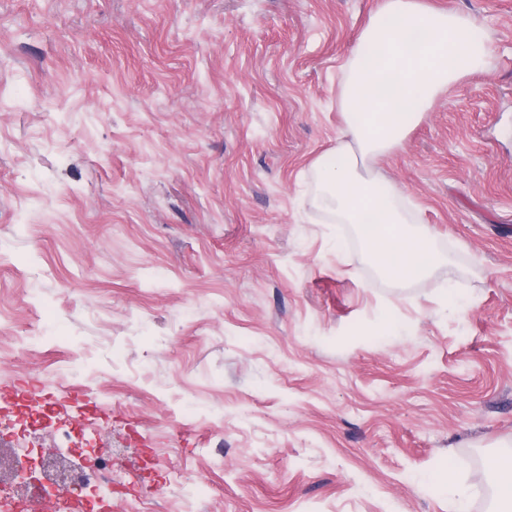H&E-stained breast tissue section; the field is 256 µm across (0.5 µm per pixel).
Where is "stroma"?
<instances>
[{
	"instance_id": "1",
	"label": "stroma",
	"mask_w": 512,
	"mask_h": 512,
	"mask_svg": "<svg viewBox=\"0 0 512 512\" xmlns=\"http://www.w3.org/2000/svg\"><path fill=\"white\" fill-rule=\"evenodd\" d=\"M372 163L454 263L318 200L379 0H0V392L94 406L112 512H486L512 455V0ZM440 490L452 497L457 506L455 512H468V500L464 489L459 485L454 477L453 471L449 468L436 478Z\"/></svg>"
}]
</instances>
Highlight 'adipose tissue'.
I'll use <instances>...</instances> for the list:
<instances>
[{
  "label": "adipose tissue",
  "mask_w": 512,
  "mask_h": 512,
  "mask_svg": "<svg viewBox=\"0 0 512 512\" xmlns=\"http://www.w3.org/2000/svg\"><path fill=\"white\" fill-rule=\"evenodd\" d=\"M491 47L472 15L426 6L423 0H379L349 53L340 79L339 106L347 116L343 156L313 167L328 204L358 225L379 272L407 281L439 260L426 234L412 230L392 186L360 168L399 148L409 129L448 83L486 67Z\"/></svg>",
  "instance_id": "adipose-tissue-1"
}]
</instances>
